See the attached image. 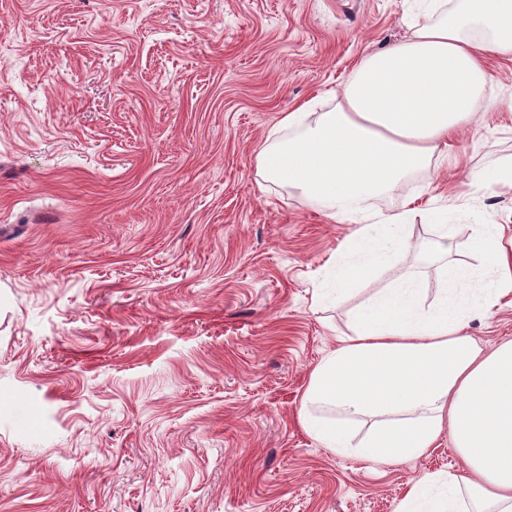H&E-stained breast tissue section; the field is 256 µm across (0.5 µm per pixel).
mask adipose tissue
Listing matches in <instances>:
<instances>
[{
	"mask_svg": "<svg viewBox=\"0 0 512 512\" xmlns=\"http://www.w3.org/2000/svg\"><path fill=\"white\" fill-rule=\"evenodd\" d=\"M428 0L409 38L364 55L335 107L285 113L259 154L264 178L288 182L329 217L356 224L321 271L314 307L371 288L349 332L310 373L301 422L339 456L397 463L422 457L450 435L467 476L437 471L416 482L398 512H512V341L484 352L468 333L512 297L506 225H472L470 260L451 258L445 213L405 202L370 213L372 199L432 161L475 116L489 58L512 61V0ZM429 235L413 239L415 218ZM416 260L383 287L376 280L401 256ZM436 288L425 291L427 275ZM373 418L357 436L354 426Z\"/></svg>",
	"mask_w": 512,
	"mask_h": 512,
	"instance_id": "1",
	"label": "adipose tissue"
}]
</instances>
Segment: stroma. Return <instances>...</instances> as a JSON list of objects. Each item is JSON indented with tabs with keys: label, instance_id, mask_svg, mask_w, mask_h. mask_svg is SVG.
<instances>
[{
	"label": "stroma",
	"instance_id": "35a3bbf8",
	"mask_svg": "<svg viewBox=\"0 0 512 512\" xmlns=\"http://www.w3.org/2000/svg\"><path fill=\"white\" fill-rule=\"evenodd\" d=\"M414 0H0V512H397L449 435L393 464L339 457L300 420L357 291L318 310L352 226L257 164L303 104L330 110ZM457 168L431 200L468 259L512 225V61L487 62Z\"/></svg>",
	"mask_w": 512,
	"mask_h": 512
}]
</instances>
